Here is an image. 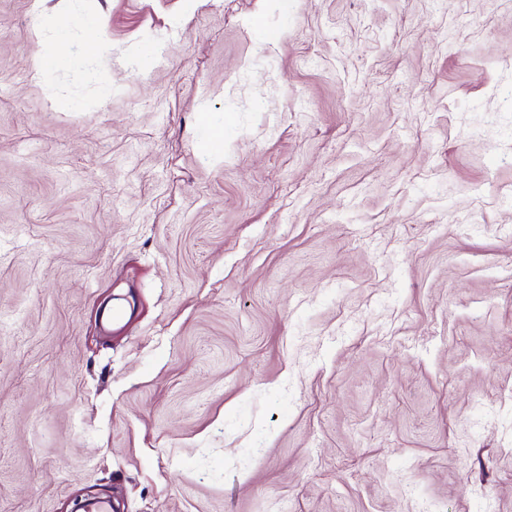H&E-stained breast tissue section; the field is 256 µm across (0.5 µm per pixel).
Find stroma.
<instances>
[{"instance_id": "obj_1", "label": "stroma", "mask_w": 512, "mask_h": 512, "mask_svg": "<svg viewBox=\"0 0 512 512\" xmlns=\"http://www.w3.org/2000/svg\"><path fill=\"white\" fill-rule=\"evenodd\" d=\"M89 493L512 512V0H0V512Z\"/></svg>"}]
</instances>
